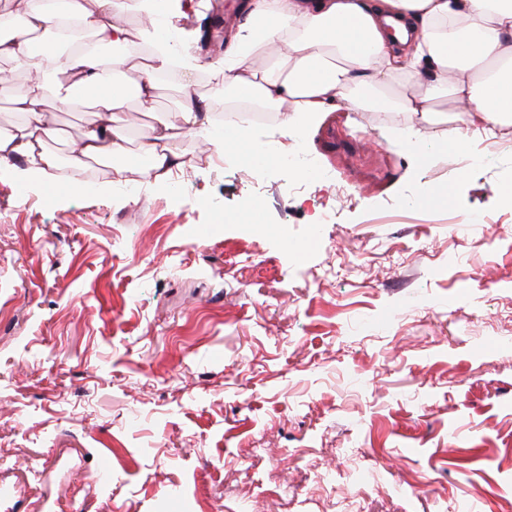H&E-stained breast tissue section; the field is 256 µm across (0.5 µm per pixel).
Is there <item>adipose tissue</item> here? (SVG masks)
I'll return each instance as SVG.
<instances>
[{"label":"adipose tissue","mask_w":512,"mask_h":512,"mask_svg":"<svg viewBox=\"0 0 512 512\" xmlns=\"http://www.w3.org/2000/svg\"><path fill=\"white\" fill-rule=\"evenodd\" d=\"M186 9L185 0H24L18 19L0 18V59L36 73L15 95L23 123L0 132V165L21 158L23 176L47 175L54 161L46 145L57 135L48 101L69 109L87 97L106 121L90 124L69 148L68 181L82 187L86 161L125 152L126 113L134 106L153 111L156 77L175 55L183 60L184 102L140 150L151 169L182 167L171 143L175 127L222 149L210 104L194 90L192 39L175 53L158 42L156 20L176 27ZM131 11L151 20L134 36L120 22ZM135 39L152 53L143 78L129 87L112 80L100 52ZM273 42L278 52H268ZM208 68L238 96L288 108L289 130L311 127L332 110H366L363 90L379 89L387 93L385 108L409 116L400 145L417 148L416 122L434 119L448 102L465 144L473 126L489 131L512 122V0H243L237 28Z\"/></svg>","instance_id":"adipose-tissue-1"}]
</instances>
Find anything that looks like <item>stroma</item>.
I'll use <instances>...</instances> for the list:
<instances>
[{"mask_svg":"<svg viewBox=\"0 0 512 512\" xmlns=\"http://www.w3.org/2000/svg\"><path fill=\"white\" fill-rule=\"evenodd\" d=\"M47 109L67 155L95 114ZM392 120L278 138L317 180L179 131L90 191L0 168V512H512V125ZM173 124L168 120H161L153 127V134L147 141H143L139 148L149 163V168L156 171L169 172L185 164L182 155L176 152L171 143Z\"/></svg>","mask_w":512,"mask_h":512,"instance_id":"1","label":"stroma"}]
</instances>
